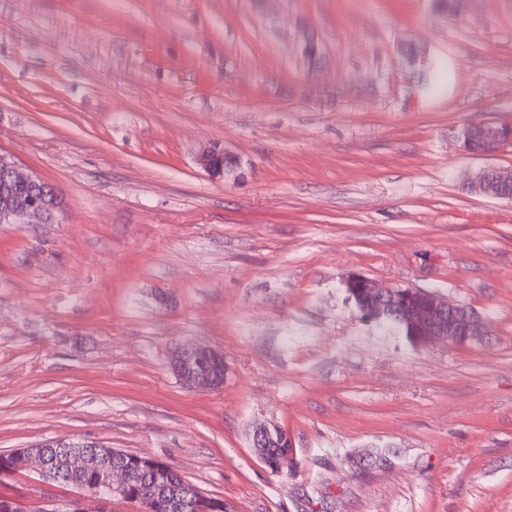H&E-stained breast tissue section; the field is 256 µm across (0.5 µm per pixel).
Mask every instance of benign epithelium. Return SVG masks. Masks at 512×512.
Wrapping results in <instances>:
<instances>
[{"mask_svg": "<svg viewBox=\"0 0 512 512\" xmlns=\"http://www.w3.org/2000/svg\"><path fill=\"white\" fill-rule=\"evenodd\" d=\"M462 146L470 154L492 155L512 145V127L496 124L474 125L461 133ZM197 165L211 178L222 179L237 166L235 157L215 147L202 150L196 158ZM0 167L10 181L26 186L39 181L11 157L0 154ZM472 191L481 195L512 200V170L487 168L471 183ZM55 207L48 202L16 203L0 208L1 224H49L54 222ZM345 286L349 295L358 299L363 316L370 321H379L391 314L405 325L409 339L424 346L435 338H445L456 344H465L483 336L481 318L467 308L448 304L437 295L418 288L386 286L361 274L347 277ZM172 371L179 380L191 389H217L224 384L223 354L200 346L174 349L169 358ZM275 428L259 425L249 432L251 447L255 449L264 465H269V449L274 442ZM95 442L45 440L35 447L18 448L12 454L0 453V475L16 473V459L27 462L30 471L45 482H59L61 471L46 460L44 449L61 450L69 465V471H92L100 476L97 485L79 484L83 496L73 503L69 512H107L111 502L134 501L139 512H153L157 500L167 496V507L172 512H183L187 504L197 508L200 497L195 488L164 491L156 485L146 486L139 495L132 497L128 489L132 479V467L156 469L161 466L157 458L130 454L112 448L97 450ZM8 512H57L37 502H25L16 497L9 501Z\"/></svg>", "mask_w": 512, "mask_h": 512, "instance_id": "benign-epithelium-1", "label": "benign epithelium"}]
</instances>
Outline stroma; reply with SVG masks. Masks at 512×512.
I'll list each match as a JSON object with an SVG mask.
<instances>
[{
	"label": "stroma",
	"instance_id": "stroma-1",
	"mask_svg": "<svg viewBox=\"0 0 512 512\" xmlns=\"http://www.w3.org/2000/svg\"><path fill=\"white\" fill-rule=\"evenodd\" d=\"M481 123L512 126V0H0V152L61 201L0 224V453L148 455L227 512H512V200L469 188L512 146L464 152ZM354 273L486 335L413 345ZM183 344L223 354L222 387L179 381ZM219 148V147H217ZM213 147L203 149L196 158L197 165L211 178L224 179V175L232 171L237 165L235 157L228 155L224 150ZM275 428L278 427H270L269 425H259L253 427L249 432V439L251 442V448H254L258 457L264 465H269V449L271 451V460L274 467L282 468L284 470L288 467V460L283 457V453L280 448H293L291 440L288 438L286 434L285 438L279 443L280 448H273L272 442H276L273 437V432Z\"/></svg>",
	"mask_w": 512,
	"mask_h": 512
}]
</instances>
